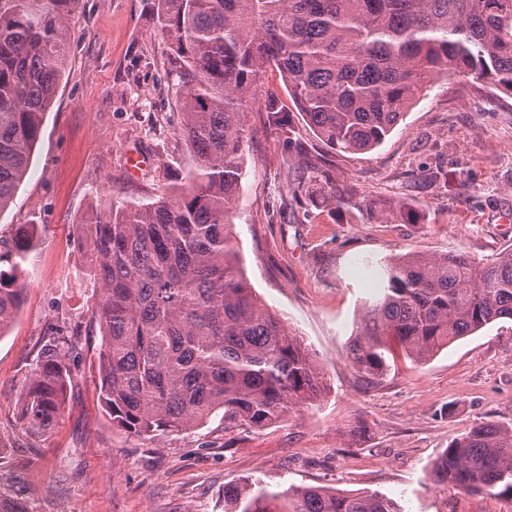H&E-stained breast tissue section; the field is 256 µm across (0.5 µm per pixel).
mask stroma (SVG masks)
<instances>
[{
  "label": "stroma",
  "mask_w": 512,
  "mask_h": 512,
  "mask_svg": "<svg viewBox=\"0 0 512 512\" xmlns=\"http://www.w3.org/2000/svg\"><path fill=\"white\" fill-rule=\"evenodd\" d=\"M69 23L65 76L29 173L0 212V236L35 227L25 301L0 336V496L28 512H224L225 485L259 480L272 490L378 491L406 512H512L510 499L429 475L475 423H512L511 320L423 363L395 350L376 382L347 354L380 263L512 249V98L451 77L363 154L331 152L301 113L287 130L269 126L264 110L248 113L235 244L257 297L303 340L327 390L266 429L216 416L142 441L113 429L99 404L101 336L76 227L111 200L146 201L181 183L192 162L178 133L183 90L145 0H80ZM132 155L145 159L135 174ZM374 201L390 206L388 223L377 222ZM52 324L81 333L67 357L71 399L50 430L33 434L20 409Z\"/></svg>",
  "instance_id": "obj_1"
}]
</instances>
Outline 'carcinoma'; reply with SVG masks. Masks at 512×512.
Segmentation results:
<instances>
[{"label":"carcinoma","mask_w":512,"mask_h":512,"mask_svg":"<svg viewBox=\"0 0 512 512\" xmlns=\"http://www.w3.org/2000/svg\"><path fill=\"white\" fill-rule=\"evenodd\" d=\"M79 0H0V211L13 202L67 66ZM184 87L181 134L193 163L149 202L112 201L78 225L97 292L99 400L112 426L154 440L218 413L260 430L317 403L321 369L255 295L234 244L231 209L248 140L245 114L268 72L330 149L368 153L451 75L512 98V0H151ZM268 124L290 111L270 98ZM32 238L0 236V335L20 310ZM379 298L348 354L382 377L397 345L418 362L512 320V250L408 253L378 272ZM21 419L34 433L65 412L78 337L48 330ZM432 480L512 499V423L480 422L433 462ZM224 512H404L381 494L323 487H224Z\"/></svg>","instance_id":"cac0c4a2"}]
</instances>
